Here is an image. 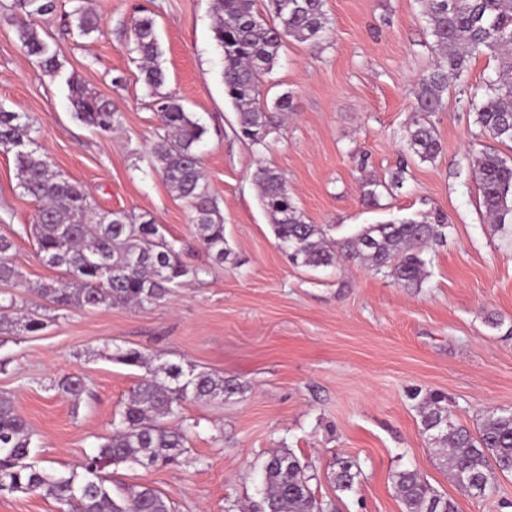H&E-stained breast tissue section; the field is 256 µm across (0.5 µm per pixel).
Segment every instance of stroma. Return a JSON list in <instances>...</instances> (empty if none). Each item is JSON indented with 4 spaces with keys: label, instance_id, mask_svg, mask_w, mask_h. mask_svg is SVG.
I'll return each mask as SVG.
<instances>
[{
    "label": "stroma",
    "instance_id": "stroma-1",
    "mask_svg": "<svg viewBox=\"0 0 512 512\" xmlns=\"http://www.w3.org/2000/svg\"><path fill=\"white\" fill-rule=\"evenodd\" d=\"M10 4L0 0V103L30 116L42 153L100 210L154 220L183 246L184 261L207 269L163 303L53 309L27 286L62 274L22 234L37 204L19 188L12 154L0 152V234L12 236L25 281L10 292L18 309L45 321L35 335L0 334V395L36 435L32 461L50 473H81L142 375L117 360L136 348L235 378L243 392L184 403L179 417L195 425L185 461L108 466L113 491L149 485L174 512H241L258 498L263 462L285 446L308 462L324 512H402L393 476L406 468L457 512H512V474L498 477L487 498L460 490L422 434L418 408L420 395L444 392L453 419L471 428L486 410L512 409V237L487 223L468 164L469 153L486 147L512 158V146L481 134L472 107L497 58L477 56L450 80L432 116L442 153L431 163L407 160L402 185L370 205L362 184L389 181L404 158L417 84L438 61L418 0H326V41L288 42L259 86L261 103L285 93L292 100L264 149L236 133L211 0H88L100 29L86 37L65 31L75 0H57L38 20L58 53L54 76L22 52ZM142 15L155 21L166 90L208 130L198 151L232 250L221 266L202 250L184 201L150 166L159 121L127 33L131 17ZM118 75L120 87L112 84ZM70 78L112 101L121 115L112 134L74 118ZM261 164L279 170L306 221L333 225L336 239L364 224L443 215L448 238L427 252L422 287L358 263L292 265L252 182ZM74 374L86 383L77 400L58 389ZM339 457L358 465L353 491L332 480Z\"/></svg>",
    "mask_w": 512,
    "mask_h": 512
}]
</instances>
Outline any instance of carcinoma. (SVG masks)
Returning a JSON list of instances; mask_svg holds the SVG:
<instances>
[{"label": "carcinoma", "mask_w": 512, "mask_h": 512, "mask_svg": "<svg viewBox=\"0 0 512 512\" xmlns=\"http://www.w3.org/2000/svg\"><path fill=\"white\" fill-rule=\"evenodd\" d=\"M430 33L441 53L435 67L418 83L417 119L406 129L407 150L422 162L442 152L429 117L440 111L448 79L461 76L472 58L489 53L499 60L496 76L486 80L488 92L477 107L476 124L501 143H512V0H420ZM16 33L23 53L45 73L54 75L60 64L56 51L41 37L36 18L53 13L56 0H12ZM269 17L255 9V0H213V38L223 63L224 93L237 111L239 135L254 146H267V137L290 110L284 94L272 105L259 102V84L272 73L288 40L319 45L329 35L325 0H268ZM75 28L80 36L98 29V18L83 7L75 8ZM134 51L139 55L141 80L159 113L160 127L149 147L151 168L190 211L197 239L216 264L226 262L231 249L224 236V218L208 192L198 146L207 134L177 96L163 91L166 75L158 63L161 55L153 18L132 20ZM75 118L108 134L119 125V112L108 100L81 84L70 82ZM38 130L29 118L0 104V150L11 152L19 187L39 203L35 222L24 227L37 243L41 261L62 269L66 281H42L26 288L59 309L156 304L196 280L204 269L182 260L176 241L169 240L153 221H142L122 210L100 215L94 211L86 189L63 178L40 152ZM485 214L501 231L512 227V162L496 152L480 150L470 156ZM398 171L390 183L367 181L363 198L372 202L378 187L402 182ZM260 202L268 213L278 245L296 265L334 268L341 262H358L392 278L404 288H420L427 260L423 250L447 238L448 225L408 219L367 224L355 234L332 240L334 225L309 224L294 203L284 175L259 166L252 173ZM13 243L0 235V281L21 282L10 256ZM0 305V333L18 328L39 333L43 320L13 317L16 302ZM117 361L147 369L132 389L118 423L98 438L97 450L85 459L84 473L49 474L27 462L33 433L16 412L12 400L0 396V495L38 493L61 505V512H173L161 491L136 485L113 493L101 476L104 467L122 464L168 466L180 463L193 425L176 427L164 422L178 415L189 400L226 399L243 392L233 378L198 371L190 363L163 362L152 367L136 348ZM85 388L82 377H69L59 390L74 398ZM422 433L440 450L442 465L453 480L471 482V496L485 498L495 490L496 476L512 474V409H490L476 431L456 422L448 397L431 392L421 406ZM334 481L342 491L355 484L356 464L336 458ZM307 474V465L289 449L278 448L262 465L261 499L254 512H320ZM395 484L402 512H456L454 502L434 490L415 469L396 473Z\"/></svg>", "instance_id": "cac0c4a2"}]
</instances>
